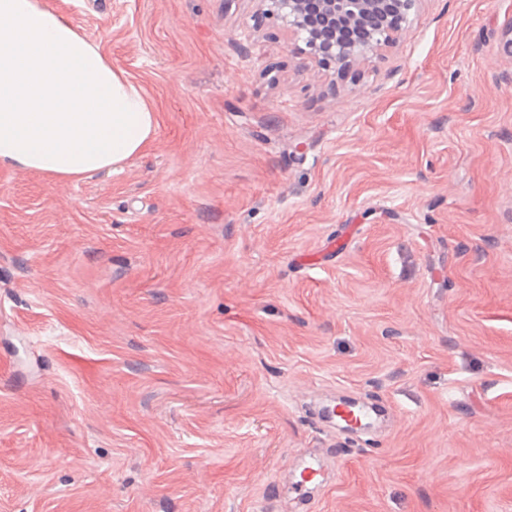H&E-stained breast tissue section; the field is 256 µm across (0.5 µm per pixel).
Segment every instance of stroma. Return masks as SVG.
<instances>
[{
  "mask_svg": "<svg viewBox=\"0 0 512 512\" xmlns=\"http://www.w3.org/2000/svg\"><path fill=\"white\" fill-rule=\"evenodd\" d=\"M46 2L158 129L0 166V512H512V0L341 73L256 0Z\"/></svg>",
  "mask_w": 512,
  "mask_h": 512,
  "instance_id": "stroma-1",
  "label": "stroma"
}]
</instances>
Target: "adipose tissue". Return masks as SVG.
I'll return each mask as SVG.
<instances>
[{
	"instance_id": "1",
	"label": "adipose tissue",
	"mask_w": 512,
	"mask_h": 512,
	"mask_svg": "<svg viewBox=\"0 0 512 512\" xmlns=\"http://www.w3.org/2000/svg\"><path fill=\"white\" fill-rule=\"evenodd\" d=\"M157 114L45 0H0V166L77 180L140 155Z\"/></svg>"
}]
</instances>
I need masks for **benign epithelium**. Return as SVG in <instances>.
<instances>
[{
	"label": "benign epithelium",
	"mask_w": 512,
	"mask_h": 512,
	"mask_svg": "<svg viewBox=\"0 0 512 512\" xmlns=\"http://www.w3.org/2000/svg\"><path fill=\"white\" fill-rule=\"evenodd\" d=\"M421 0H258L262 12L303 37L308 53L338 70L396 43Z\"/></svg>",
	"instance_id": "obj_1"
}]
</instances>
